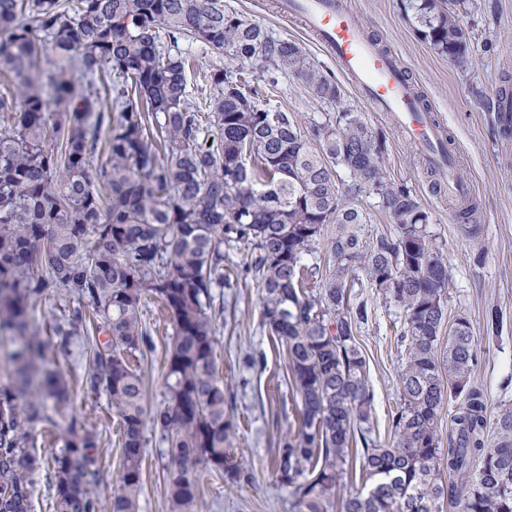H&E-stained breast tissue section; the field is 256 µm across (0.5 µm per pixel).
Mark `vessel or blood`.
<instances>
[{
    "instance_id": "1",
    "label": "vessel or blood",
    "mask_w": 512,
    "mask_h": 512,
    "mask_svg": "<svg viewBox=\"0 0 512 512\" xmlns=\"http://www.w3.org/2000/svg\"><path fill=\"white\" fill-rule=\"evenodd\" d=\"M280 11L301 19L371 108L405 132L416 154L438 173L442 191L467 204L468 189L441 127L421 106L399 60L374 46L357 16L336 0H281Z\"/></svg>"
}]
</instances>
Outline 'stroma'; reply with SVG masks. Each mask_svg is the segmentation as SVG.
Segmentation results:
<instances>
[{
	"instance_id": "1",
	"label": "stroma",
	"mask_w": 512,
	"mask_h": 512,
	"mask_svg": "<svg viewBox=\"0 0 512 512\" xmlns=\"http://www.w3.org/2000/svg\"><path fill=\"white\" fill-rule=\"evenodd\" d=\"M355 12L368 33L377 34L395 53L412 81L425 94L435 116L446 127L451 149L458 157L463 176L472 183L479 225L470 235L458 219L457 204L431 190L433 176L425 159L409 145L405 134L386 114L372 111L350 83H343L336 102H324L297 79L277 74L270 95L271 108L288 113L302 133L311 132L336 112H352L372 129L387 134L383 171L388 180L409 187L428 211V231L444 246L448 265L445 287L447 317H466L473 344L480 358L472 379L487 396L489 416L512 405V387L503 383L512 377V138L506 139L493 126V95L502 75H512V0H470L460 17L472 39V52L465 67L448 62L422 42L401 10V0H341ZM242 19L265 26L277 39L295 41L322 69L337 66L298 19L281 17L277 0H224ZM180 49L188 57V88L196 103H203L201 88L210 67H235V60L193 40H183ZM351 303H367L369 320L362 324L357 340L369 366L373 393L375 430L386 436L388 416L401 402L398 374L405 358L398 339L403 311L386 302L371 287L363 271L348 281ZM225 303L235 317L220 324L216 336L224 389L234 395L232 416L239 430L231 457L240 469L253 474L252 484L229 488L225 476L203 474L200 489L202 512H291L288 491L270 475L271 458L283 433L296 429L295 405L285 369V351L260 326L261 290L247 283L224 292ZM503 318L499 330L488 331L484 323L489 308ZM143 318L151 330L153 349L139 361L149 404L162 401L166 372L165 353L172 329L154 301H147ZM257 350L267 357L262 373H246L239 367L245 351ZM52 368L71 381L68 405L59 407L62 417L86 420L102 441L98 458L101 480L96 493L109 497L122 468L119 424L105 393H91L79 383L91 364L72 352L48 354ZM142 461L143 492L139 512H167L165 474L168 457L157 433L147 432Z\"/></svg>"
}]
</instances>
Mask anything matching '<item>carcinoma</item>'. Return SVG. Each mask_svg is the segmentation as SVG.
<instances>
[{
    "mask_svg": "<svg viewBox=\"0 0 512 512\" xmlns=\"http://www.w3.org/2000/svg\"><path fill=\"white\" fill-rule=\"evenodd\" d=\"M424 43L462 66L470 37L456 14L465 0H402ZM202 42L242 63L261 61L328 102L342 89L296 42L226 9L224 0H0V338L13 381L0 386V512H31L33 476L50 470L56 512H138L146 428L161 436L168 512H200V477L237 486L248 472L224 466L238 424L227 411L216 356L217 318L234 280L262 290L261 320L287 354L298 430L271 460L293 512H512V407L487 436V398L472 381L479 363L471 324L446 320L448 266L411 190L383 176L385 134L341 112L306 136L286 112L263 108L258 87L227 68L206 73L204 106L191 100L187 57ZM106 150L97 170L94 155ZM349 180H337V167ZM373 196L398 234L367 247L355 204ZM323 245L328 267L316 257ZM245 255L224 273L230 253ZM357 268L404 312L401 405L391 441L371 425L373 393L356 332L369 319L350 304ZM73 295L55 318L68 353L90 333L83 389L106 394L120 421L123 465L104 501L95 493L98 434L72 415V388L46 363L33 303ZM168 311L164 400L149 409L130 358L151 346L145 297ZM242 367L261 372L266 356ZM448 448L441 447V410ZM51 458L37 452V429ZM360 464L362 488L344 493ZM450 480L442 478L441 467Z\"/></svg>",
    "mask_w": 512,
    "mask_h": 512,
    "instance_id": "1",
    "label": "carcinoma"
}]
</instances>
